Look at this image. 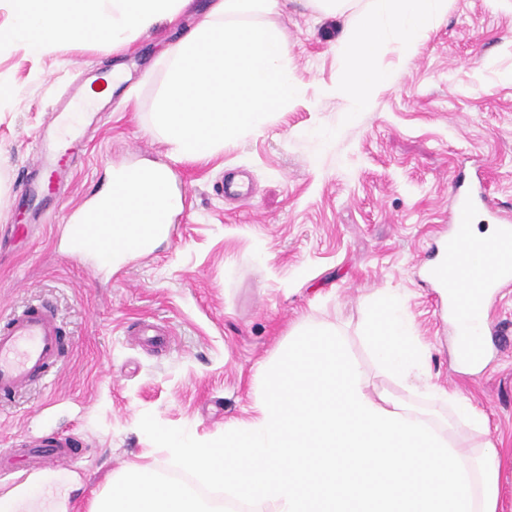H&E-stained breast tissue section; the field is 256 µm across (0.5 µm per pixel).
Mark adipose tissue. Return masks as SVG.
Masks as SVG:
<instances>
[{
	"label": "adipose tissue",
	"instance_id": "adipose-tissue-1",
	"mask_svg": "<svg viewBox=\"0 0 512 512\" xmlns=\"http://www.w3.org/2000/svg\"><path fill=\"white\" fill-rule=\"evenodd\" d=\"M10 18L0 24V48L23 45L39 57L58 41H104L120 48L162 20L175 21L192 0H5ZM448 13V0H366L358 19L337 43L346 65L327 86L330 95L349 98L354 111L365 110L382 81L378 61L388 46L411 54L422 34ZM123 166L112 170V221L155 224L161 211L177 213L182 199L174 190L170 170L147 163L141 179L126 177ZM366 340L381 372L408 383L418 379L424 392L445 400L456 416L482 429L484 415L468 400L434 382L429 351L415 336L392 293L375 301L366 325Z\"/></svg>",
	"mask_w": 512,
	"mask_h": 512
}]
</instances>
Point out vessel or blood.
<instances>
[{
  "mask_svg": "<svg viewBox=\"0 0 512 512\" xmlns=\"http://www.w3.org/2000/svg\"><path fill=\"white\" fill-rule=\"evenodd\" d=\"M73 102L56 104L49 130L39 134L38 168L23 182L24 192L32 197L58 195L61 179L78 158L85 136L73 119ZM482 191L468 190L457 194L449 219L450 233L441 265L431 269L429 279L448 294V308L465 320L482 312L489 299L512 288V221L503 220L498 240L483 244L489 268L479 272L471 268L469 253L474 247L470 237L472 216L485 203ZM70 250L78 255L111 256L114 239L138 242L146 229L142 225L116 227L112 209L93 206L74 215L63 227ZM62 359V341L56 310L45 303L29 304L13 314L0 327V396L28 388L57 367ZM67 462L75 458V445L67 438L47 437L39 448L27 450L29 471L44 464L45 455Z\"/></svg>",
  "mask_w": 512,
  "mask_h": 512,
  "instance_id": "b4317fda",
  "label": "vessel or blood"
}]
</instances>
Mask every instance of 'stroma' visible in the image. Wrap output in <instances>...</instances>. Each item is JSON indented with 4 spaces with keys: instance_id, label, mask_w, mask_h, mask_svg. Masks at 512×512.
<instances>
[{
    "instance_id": "35a3bbf8",
    "label": "stroma",
    "mask_w": 512,
    "mask_h": 512,
    "mask_svg": "<svg viewBox=\"0 0 512 512\" xmlns=\"http://www.w3.org/2000/svg\"><path fill=\"white\" fill-rule=\"evenodd\" d=\"M211 0H194L128 47L59 41L41 58L0 49V80L19 95L0 103V319L32 302L61 318L59 368L0 401V495L21 475L13 443L49 434L80 441L59 488L67 512H91L96 495L132 468L174 467L139 429L150 413L209 441L253 418L258 372L308 321L329 322L363 365L372 395L411 406L460 448H504L498 512H512V288L488 307L484 365L458 368L445 301L421 274L448 224L457 178L481 180L497 213L512 217V0H448V13L412 55L387 51L370 108L324 95L343 60L336 44L353 19L288 0L276 21L304 87L259 134L206 160L173 157L151 115L164 81L163 50L189 33ZM128 79L87 113L88 155L57 198L21 192L37 167L35 140L63 96L114 67ZM168 165L183 208L147 254L106 267L70 257L67 213L94 203L112 169ZM28 234L17 233L20 223ZM397 293L431 350L435 382L467 398L486 431L446 403L378 370L365 340L372 301ZM166 331L148 343L142 323Z\"/></svg>"
}]
</instances>
